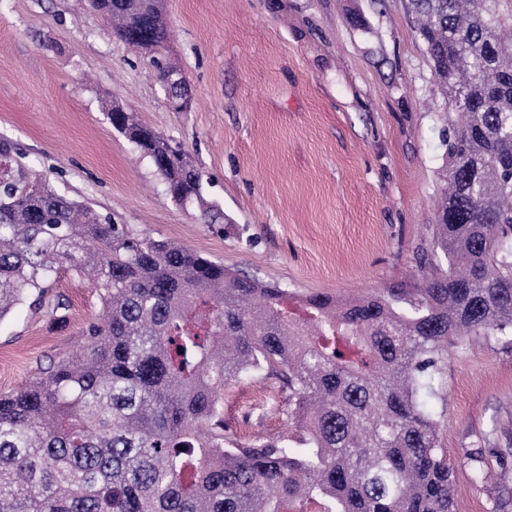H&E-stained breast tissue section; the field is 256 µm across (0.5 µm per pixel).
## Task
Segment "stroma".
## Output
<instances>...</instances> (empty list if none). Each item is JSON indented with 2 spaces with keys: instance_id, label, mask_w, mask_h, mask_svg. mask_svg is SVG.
I'll list each match as a JSON object with an SVG mask.
<instances>
[{
  "instance_id": "obj_1",
  "label": "stroma",
  "mask_w": 512,
  "mask_h": 512,
  "mask_svg": "<svg viewBox=\"0 0 512 512\" xmlns=\"http://www.w3.org/2000/svg\"><path fill=\"white\" fill-rule=\"evenodd\" d=\"M164 51L192 92L172 111L146 55L112 35L88 0H0V143L58 193L154 238L278 284L293 299L417 287L444 186L450 104L407 0H163ZM361 25H354L353 17ZM116 100L179 143L223 208L222 229L168 195L148 158L108 122ZM0 319V392L70 355L100 309L61 268L47 298ZM442 444L457 512H512V479L469 454L512 462V344L472 336L448 354ZM283 395L257 375L224 390V423L247 440L282 431Z\"/></svg>"
}]
</instances>
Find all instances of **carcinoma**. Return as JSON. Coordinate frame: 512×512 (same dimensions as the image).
<instances>
[{
  "mask_svg": "<svg viewBox=\"0 0 512 512\" xmlns=\"http://www.w3.org/2000/svg\"><path fill=\"white\" fill-rule=\"evenodd\" d=\"M452 112L431 273L402 289L290 305L285 290L115 224L31 180L0 149V319L65 261L103 315L79 353L0 393V512H455L440 431L448 346L512 341V0H408ZM142 51L168 37L162 0H89ZM168 102L181 70L152 60ZM107 117L167 193L224 223L204 174L117 104ZM276 378L288 427L241 442L224 388Z\"/></svg>",
  "mask_w": 512,
  "mask_h": 512,
  "instance_id": "cac0c4a2",
  "label": "carcinoma"
}]
</instances>
